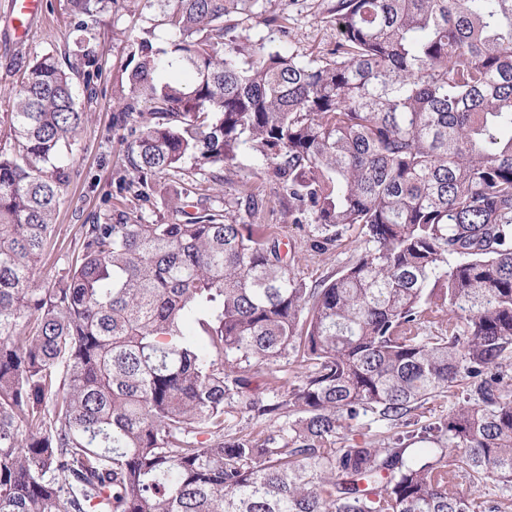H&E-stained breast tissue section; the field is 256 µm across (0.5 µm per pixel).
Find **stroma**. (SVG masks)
Segmentation results:
<instances>
[{"instance_id": "1", "label": "stroma", "mask_w": 512, "mask_h": 512, "mask_svg": "<svg viewBox=\"0 0 512 512\" xmlns=\"http://www.w3.org/2000/svg\"><path fill=\"white\" fill-rule=\"evenodd\" d=\"M335 8L336 0H256L251 13L240 16L238 32L253 42L289 45L301 54L324 53L336 41ZM272 15L287 17L286 28L266 25V18ZM147 29L157 46H165L168 35L163 16L149 8L146 0H110L98 15L91 39L98 62L74 77L77 102L87 120L69 156L73 178L59 207L51 245L35 268L37 276L50 280L64 268L81 225L96 215L130 224L142 219L174 224L182 222L184 213L193 207L221 209L230 202L235 215L247 216L248 207L239 200L246 180L258 186L263 199L256 224L287 243L296 273L312 283L336 272L359 247L358 235L349 236L327 253H310L305 246L306 227L294 223L278 184L250 151L241 152L225 165L219 186L190 196L178 206L170 202L169 177L156 178L149 198L130 190L134 173L126 135L113 124L114 97L132 69L129 39ZM79 36L66 0H44L43 15L33 24L25 44L14 42L0 27V113L7 111L4 95L15 87L24 66L47 52L63 63L74 59L80 51Z\"/></svg>"}]
</instances>
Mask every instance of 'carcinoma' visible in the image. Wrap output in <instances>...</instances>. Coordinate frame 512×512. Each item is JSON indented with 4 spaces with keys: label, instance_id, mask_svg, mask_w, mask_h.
<instances>
[{
    "label": "carcinoma",
    "instance_id": "obj_1",
    "mask_svg": "<svg viewBox=\"0 0 512 512\" xmlns=\"http://www.w3.org/2000/svg\"><path fill=\"white\" fill-rule=\"evenodd\" d=\"M146 2L168 47L134 39L115 96L136 191L167 174L186 198L249 150L312 252L364 248L310 284L276 234L207 208L83 224L36 281L96 50L37 56L0 114V512H482L462 480L511 492L512 0H337L309 57L237 35L251 0ZM365 418L394 435L339 446Z\"/></svg>",
    "mask_w": 512,
    "mask_h": 512
}]
</instances>
